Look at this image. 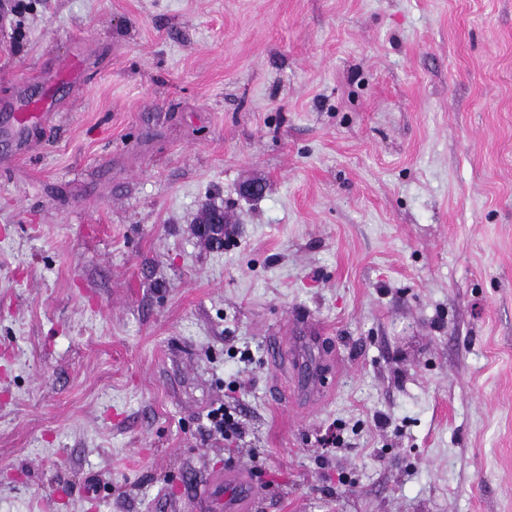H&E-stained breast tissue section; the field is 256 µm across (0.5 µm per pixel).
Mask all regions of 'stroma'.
I'll list each match as a JSON object with an SVG mask.
<instances>
[{
	"instance_id": "stroma-1",
	"label": "stroma",
	"mask_w": 512,
	"mask_h": 512,
	"mask_svg": "<svg viewBox=\"0 0 512 512\" xmlns=\"http://www.w3.org/2000/svg\"><path fill=\"white\" fill-rule=\"evenodd\" d=\"M0 6V512H195L228 465L254 512H512V0ZM296 313L341 364L304 414ZM206 204L203 207L208 208L203 217L199 221L198 232L205 238L210 240L215 247L224 246V212L223 211H212L210 209L216 208ZM208 206V207H206ZM210 431L224 437V440L232 443L244 434L243 419L236 406L225 405L213 409L208 414Z\"/></svg>"
}]
</instances>
